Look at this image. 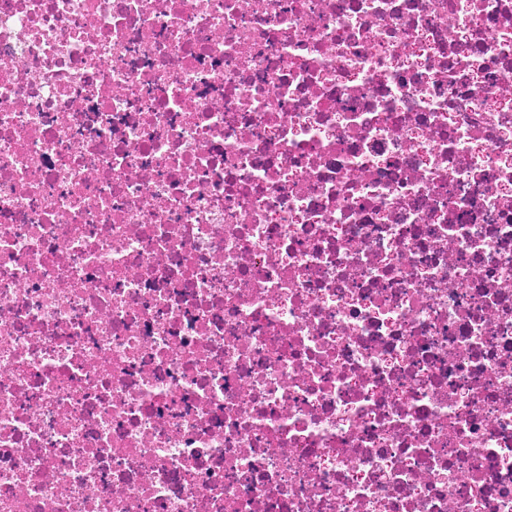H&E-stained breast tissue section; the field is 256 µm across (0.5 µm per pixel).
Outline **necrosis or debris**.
<instances>
[{"mask_svg": "<svg viewBox=\"0 0 512 512\" xmlns=\"http://www.w3.org/2000/svg\"><path fill=\"white\" fill-rule=\"evenodd\" d=\"M0 512H512V0H0Z\"/></svg>", "mask_w": 512, "mask_h": 512, "instance_id": "1", "label": "necrosis or debris"}]
</instances>
